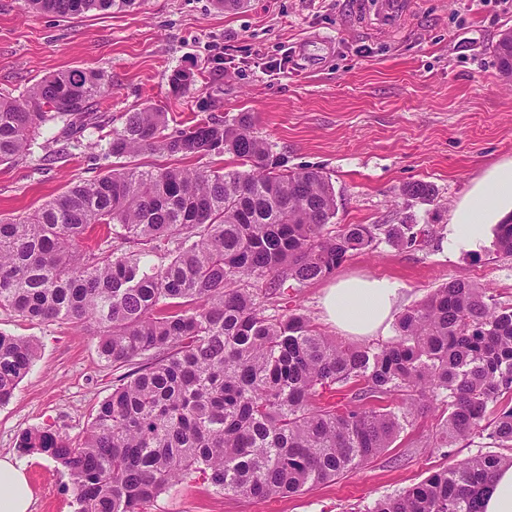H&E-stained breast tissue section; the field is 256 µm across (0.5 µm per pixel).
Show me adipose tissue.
<instances>
[{"label": "adipose tissue", "instance_id": "ef3b65f1", "mask_svg": "<svg viewBox=\"0 0 512 512\" xmlns=\"http://www.w3.org/2000/svg\"><path fill=\"white\" fill-rule=\"evenodd\" d=\"M512 215V160L489 168L453 210L447 228L450 251H480L495 224ZM398 290L386 278L348 277L328 288L322 306L329 322L352 336L386 330L397 312ZM32 490L24 469L0 458V512H29Z\"/></svg>", "mask_w": 512, "mask_h": 512}]
</instances>
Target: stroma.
Masks as SVG:
<instances>
[{
  "mask_svg": "<svg viewBox=\"0 0 512 512\" xmlns=\"http://www.w3.org/2000/svg\"><path fill=\"white\" fill-rule=\"evenodd\" d=\"M512 28V0H248L227 11L215 0H141L127 11L61 18L28 12L23 0H0V93L20 96L61 70L96 69L108 84L107 118L150 103L170 129L190 122L202 101L212 115L250 112L259 135L289 167L325 172L336 190V223L397 224L413 216L434 233L419 248L377 234L335 277L281 297L262 289L266 314L293 311L337 336L321 306L334 278L365 276L397 283L406 310L451 280L489 288L512 304V257L486 247L448 251L446 225L471 185L512 159V84L493 48ZM198 74L194 90L173 96V70ZM59 128L43 126L30 154L0 165V215L29 213L74 183L114 165L88 125L80 145L54 165ZM425 182L431 201L404 195ZM0 331L34 340L40 356L0 405V457L25 468L29 512H76L68 473L50 457L17 449L26 430L49 427L77 436L86 429L118 372L100 357L92 329L43 323L0 309ZM440 409L416 414L392 448L336 481L292 496L243 499L194 479L161 494L148 512H366L430 472L477 454L476 438L435 448Z\"/></svg>",
  "mask_w": 512,
  "mask_h": 512,
  "instance_id": "35a3bbf8",
  "label": "stroma"
}]
</instances>
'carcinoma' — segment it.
<instances>
[{
	"label": "carcinoma",
	"mask_w": 512,
	"mask_h": 512,
	"mask_svg": "<svg viewBox=\"0 0 512 512\" xmlns=\"http://www.w3.org/2000/svg\"><path fill=\"white\" fill-rule=\"evenodd\" d=\"M136 0H24L62 18ZM175 96L196 85L177 69ZM108 89L96 70L59 71L25 95L0 94V165L26 154L40 128L69 138L98 118ZM105 154L187 160L233 156L243 170L122 164L14 219H0V308L41 322L94 327L102 358L126 369L89 427H46L18 448L45 454L73 481L78 512H146L195 474L233 497L296 494L336 480L392 446L425 401L445 403L435 435L480 452L429 474L367 512H483L494 474L512 466V306L453 280L403 312L386 343L347 344L294 312L267 315L254 288L286 294L333 275L371 246L378 225L336 224V190L313 168H290L255 131L252 113L211 114L169 131L167 113L125 112ZM404 194L428 200L431 185ZM98 224L112 237L81 247ZM413 246L430 228L407 216L385 229ZM143 245L161 259L124 249ZM493 246L512 256V223ZM39 357L0 332V404ZM401 397V404L382 401Z\"/></svg>",
	"instance_id": "obj_1"
}]
</instances>
